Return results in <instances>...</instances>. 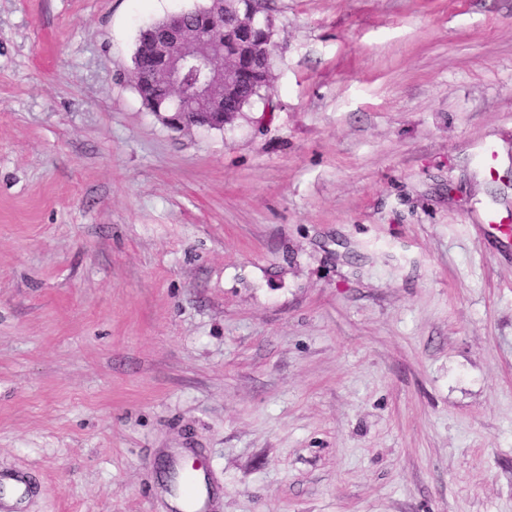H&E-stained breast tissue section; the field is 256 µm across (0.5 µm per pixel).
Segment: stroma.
<instances>
[{
    "instance_id": "1",
    "label": "stroma",
    "mask_w": 512,
    "mask_h": 512,
    "mask_svg": "<svg viewBox=\"0 0 512 512\" xmlns=\"http://www.w3.org/2000/svg\"><path fill=\"white\" fill-rule=\"evenodd\" d=\"M202 0H0V466L25 512H512V0H267L273 81L128 79ZM491 148L484 167L479 156ZM271 75L272 62L270 61L262 72L252 75L248 81L240 83L237 95L228 96L227 88L223 84L214 86L211 92L215 94V99H222V102L224 100V109L222 107L220 112H223L225 117L232 112H243L244 108L250 105L255 98L261 97V92L268 87ZM134 77L135 84L133 87L150 112H175L178 121L184 123L185 120L181 113L195 112L196 108H199L193 95H184L186 90H184L183 97L178 100L173 99L172 97L178 98L181 94L168 91V89L162 85L161 78L157 77L153 71L142 70ZM203 475L195 473L188 487L181 482L178 491L185 498L188 506V511L182 509V512H209L211 510L214 498L210 496L206 476L204 473Z\"/></svg>"
}]
</instances>
